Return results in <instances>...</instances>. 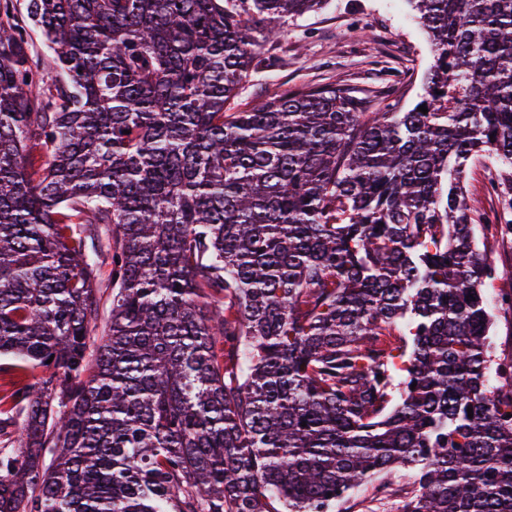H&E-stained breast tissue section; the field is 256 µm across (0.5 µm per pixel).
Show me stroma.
<instances>
[{"instance_id":"stroma-1","label":"stroma","mask_w":512,"mask_h":512,"mask_svg":"<svg viewBox=\"0 0 512 512\" xmlns=\"http://www.w3.org/2000/svg\"><path fill=\"white\" fill-rule=\"evenodd\" d=\"M259 55L272 65L248 78L232 110L246 109L284 85L379 90L390 82L408 108L422 94L432 61L428 37L406 0H328L323 9L286 21L283 36ZM411 489L408 476L388 474L347 504L346 512H398Z\"/></svg>"}]
</instances>
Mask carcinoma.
Masks as SVG:
<instances>
[{
    "instance_id": "obj_1",
    "label": "carcinoma",
    "mask_w": 512,
    "mask_h": 512,
    "mask_svg": "<svg viewBox=\"0 0 512 512\" xmlns=\"http://www.w3.org/2000/svg\"><path fill=\"white\" fill-rule=\"evenodd\" d=\"M323 2L0 0V357L38 371L0 397V512H335L399 468V512H512L479 234L512 237V0H408V109L227 111ZM486 173H488L487 170L481 165H474L469 173L467 189L475 206L488 208L491 205L490 200L484 196L481 189ZM105 231L102 230L100 232V241L95 242L96 245V258L100 266V287L102 291H105L103 296V306L101 308L102 318H107L109 308H110V300L109 294L111 293V289H107V275L110 269V254L106 248L105 244Z\"/></svg>"
}]
</instances>
